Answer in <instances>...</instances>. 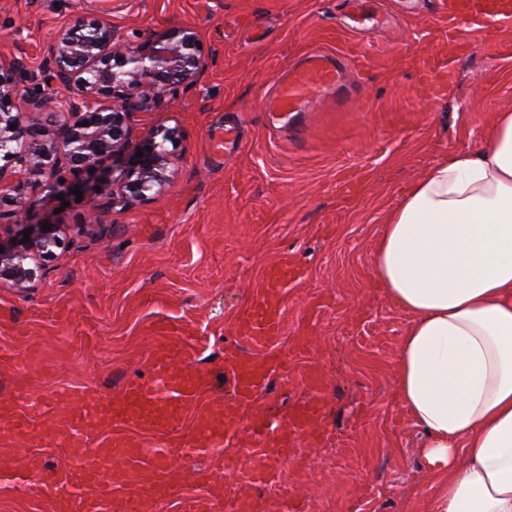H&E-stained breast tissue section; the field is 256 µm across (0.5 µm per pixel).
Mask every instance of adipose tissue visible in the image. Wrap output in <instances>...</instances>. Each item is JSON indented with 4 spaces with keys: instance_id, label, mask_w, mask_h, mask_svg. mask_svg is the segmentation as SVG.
Masks as SVG:
<instances>
[{
    "instance_id": "adipose-tissue-1",
    "label": "adipose tissue",
    "mask_w": 512,
    "mask_h": 512,
    "mask_svg": "<svg viewBox=\"0 0 512 512\" xmlns=\"http://www.w3.org/2000/svg\"><path fill=\"white\" fill-rule=\"evenodd\" d=\"M371 261L410 316L396 396L426 435L427 512H512V112L411 184Z\"/></svg>"
}]
</instances>
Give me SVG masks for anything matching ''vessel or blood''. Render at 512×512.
Instances as JSON below:
<instances>
[{"label": "vessel or blood", "instance_id": "1", "mask_svg": "<svg viewBox=\"0 0 512 512\" xmlns=\"http://www.w3.org/2000/svg\"><path fill=\"white\" fill-rule=\"evenodd\" d=\"M432 15L437 26L465 49L473 31L490 37L512 26V0H437ZM453 65L449 58L440 60L430 53L420 56V81L430 94L443 96L449 92ZM338 83L339 66L333 55L310 53L277 84L265 101V109L288 115L303 111L311 96L333 90ZM240 142L238 123L228 121L223 134L213 138L212 151L219 155ZM298 277L297 269L284 259L266 268L262 288L235 324L237 334L263 348L264 354L255 358L235 347L225 349L224 371L232 381V402L209 406L196 430L185 429L184 409L187 402L204 392L207 374L202 370L175 372L181 351L162 346L151 355L159 380L156 387L148 388L131 379L115 398L88 389H61L50 400V407L67 413L72 427L68 439L71 456H80L94 437L110 431V438L98 450V467H53L41 453L31 451L14 470L12 482H37L48 512H101L108 502L114 512H150L153 500L172 495L179 486L175 461L185 459L190 449L205 448L211 456L209 466L195 473L196 484L206 492L195 505L197 512H213L221 502L240 512L242 499L234 488H217L215 474L226 465L221 447L224 439L235 436L240 429L238 408L252 405L271 379L287 380L292 354L306 348L305 342L297 339L289 354L272 350L282 334L284 290ZM306 380L310 389L306 402L287 413L283 423L274 426L267 419L258 420L253 430L255 449L239 470V485L263 484L276 467L294 457L298 443L309 445L323 438L319 426L323 398L315 373H308ZM148 433L162 435V444L148 447L144 439ZM31 440L30 417L22 398L1 401L0 458L11 457L18 444ZM103 470L111 472L110 481L100 479Z\"/></svg>", "mask_w": 512, "mask_h": 512}]
</instances>
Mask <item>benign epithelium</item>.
<instances>
[{
    "mask_svg": "<svg viewBox=\"0 0 512 512\" xmlns=\"http://www.w3.org/2000/svg\"><path fill=\"white\" fill-rule=\"evenodd\" d=\"M204 57L197 33L188 27L152 34L136 46L114 43L112 25L79 19L50 45L41 73L16 61L0 71V157H12L22 171L48 172V182L17 180L9 184L14 198L33 207L40 192L109 186L113 204L146 201L169 181L172 154L165 147L171 136L155 129L143 131L135 152L126 155L130 119L140 102L195 85ZM53 84L66 93L67 121L54 139L44 127L25 123L12 113L24 98L27 110L40 114L47 107L43 86ZM16 125L10 129V125ZM143 157H137V152ZM126 158L122 174L109 177L105 160ZM29 240H0V282L24 288L36 270L56 256L63 245L62 225L51 230L31 224Z\"/></svg>",
    "mask_w": 512,
    "mask_h": 512,
    "instance_id": "obj_1",
    "label": "benign epithelium"
}]
</instances>
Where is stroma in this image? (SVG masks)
<instances>
[{"instance_id":"obj_1","label":"stroma","mask_w":512,"mask_h":512,"mask_svg":"<svg viewBox=\"0 0 512 512\" xmlns=\"http://www.w3.org/2000/svg\"><path fill=\"white\" fill-rule=\"evenodd\" d=\"M416 0H376L383 26L360 35L337 27L341 0H0V68L43 65L56 34L76 17L110 23L117 44L177 27L196 31L205 66L196 86L133 113L135 131L174 134L169 184L146 202L109 208L106 196L49 195L34 207L0 210V238L53 221L66 235L28 288L0 284V352L18 369L0 376V400L25 390L47 399L86 387L112 397L125 381L154 386L150 357L178 346L182 372L206 369L210 385L185 409L231 391L224 349L241 345L238 312L264 270L288 258L300 272L285 293L284 334L309 345L287 382L272 380L225 456L243 463L254 411L271 422L306 394L305 373L323 374L328 439L301 446L302 464L245 495L269 508L298 499L308 512H424L430 495L417 455L421 432L395 398L394 363L409 315L384 294L372 266L376 236L401 193L441 157L481 148L495 113L512 112V29L488 40L474 32L457 55L426 26ZM398 47L361 72H347L346 96L318 98L297 126L266 112L264 94L309 52L355 54L363 40ZM456 55L451 91L424 94L414 69L420 42ZM240 123L242 148L217 158L210 140L225 119ZM362 175L344 200L336 182ZM49 464L66 460L61 411L34 410Z\"/></svg>"}]
</instances>
